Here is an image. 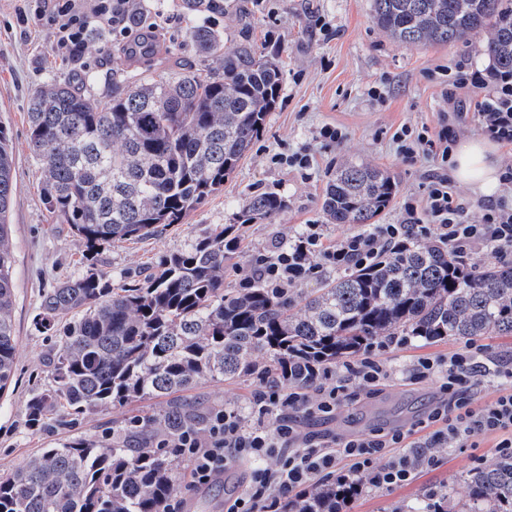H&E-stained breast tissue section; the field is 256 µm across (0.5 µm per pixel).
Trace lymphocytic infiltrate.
Returning a JSON list of instances; mask_svg holds the SVG:
<instances>
[{
  "mask_svg": "<svg viewBox=\"0 0 512 512\" xmlns=\"http://www.w3.org/2000/svg\"><path fill=\"white\" fill-rule=\"evenodd\" d=\"M129 2L24 0L18 12L22 22L50 23L57 52L75 58L84 52L92 30L116 38L134 36ZM441 95L448 108L441 112L437 130L405 124L393 135L404 161L413 163L423 155L435 161L424 196L403 199L400 222L375 224L330 243L321 225H306L291 239L275 240L269 253L254 257L241 272L240 287L260 280L285 295L304 281L369 266L409 239L433 232L458 259L486 249L500 261H511L512 203L504 192L512 189V163L501 174L502 195L483 203L476 223L455 194L451 170L458 129L466 117H473L492 141L512 147V70L483 71L460 59L443 81ZM410 342L407 336L372 342L356 359L314 368L306 387H261L247 407L212 408L203 428L183 430L157 446L187 462L196 488L211 485L230 461L274 457L275 468L253 469L241 495L225 503L224 512H279L291 492L317 479L340 480L347 474L363 476L371 488L396 487L410 481L416 469L433 466L434 449L472 448L486 435H497L499 453L512 454V360H487L484 346L475 344L400 368L382 359V352ZM399 378L436 383L433 407L410 429L346 436L306 430L310 419L332 415L360 395L374 396ZM485 386L495 387L497 396L482 400ZM390 448L397 449V456L387 457Z\"/></svg>",
  "mask_w": 512,
  "mask_h": 512,
  "instance_id": "f902f5d3",
  "label": "lymphocytic infiltrate"
}]
</instances>
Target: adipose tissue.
I'll return each instance as SVG.
<instances>
[{
  "label": "adipose tissue",
  "mask_w": 512,
  "mask_h": 512,
  "mask_svg": "<svg viewBox=\"0 0 512 512\" xmlns=\"http://www.w3.org/2000/svg\"><path fill=\"white\" fill-rule=\"evenodd\" d=\"M453 161L454 177L476 196L487 197L495 192L501 174L496 143L484 137L462 140L454 149Z\"/></svg>",
  "instance_id": "ef3b65f1"
}]
</instances>
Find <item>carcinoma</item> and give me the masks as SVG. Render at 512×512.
<instances>
[{"label":"carcinoma","mask_w":512,"mask_h":512,"mask_svg":"<svg viewBox=\"0 0 512 512\" xmlns=\"http://www.w3.org/2000/svg\"><path fill=\"white\" fill-rule=\"evenodd\" d=\"M190 13L219 14L220 0H182ZM375 25L393 41L454 45L490 32L486 51L512 69V0H372ZM201 60L222 72L186 66L168 78L112 80L106 103L69 82H52L29 100V148L44 200L87 248L84 273L58 281L36 324L55 338L51 388L27 402L37 429L58 412L92 413L151 399L141 447L69 439L0 473V512H163L176 491L172 461L151 447L203 425L181 394L224 381L304 387L308 368L331 366L389 336L426 344L512 336V265L465 267L448 246L413 240L366 268L326 279L310 292L280 296L261 283L224 287L238 253V225L216 227L165 254L139 287H117L95 267L98 251L154 235L224 187L277 104L278 59L249 36L224 44L206 23L190 32ZM14 194L9 137L0 125V392L11 380L17 337L12 321L14 255L7 216ZM396 194L384 170L343 164L328 180L322 211L331 224H372ZM285 208L265 191L246 201L242 222ZM452 495L423 512H512V455H498L463 477ZM360 494L316 482L286 499L282 512H341Z\"/></svg>","instance_id":"cac0c4a2"}]
</instances>
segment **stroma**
I'll return each instance as SVG.
<instances>
[{
	"label": "stroma",
	"instance_id": "1",
	"mask_svg": "<svg viewBox=\"0 0 512 512\" xmlns=\"http://www.w3.org/2000/svg\"><path fill=\"white\" fill-rule=\"evenodd\" d=\"M181 0H143L146 23L154 27L157 47L138 61L123 54L121 40L107 41L93 33L78 60L57 59L47 26L23 24L17 0H0V125L7 128L14 159V186L9 222L14 254L12 277L15 302L12 320L17 336L14 377L0 392V470L17 467L41 449L71 438L111 440L129 419L155 412L144 400L115 406L104 413L64 416L48 431L36 434L28 427L26 401L35 391L49 388L47 354L51 346L34 317L47 289L85 269V243L59 222L45 204L38 167L28 147L27 112L31 94L44 84L67 80L100 101H108L113 72L131 78L162 77L182 66L199 63L188 30L197 20L181 13ZM372 0H226L217 25L226 45L251 36L265 51H277L282 69L279 104L269 113L263 134L225 180L181 223L162 233L117 242L100 251L96 266L114 283L142 282L145 273L167 252L184 247L210 228L233 224L248 197L274 191L287 206L274 218L244 225L241 248L224 272V285L238 287L239 272L274 239L288 238L304 224H323L328 239L354 232L351 224L326 223L321 200L328 179L347 161L385 171L395 179L397 193L378 216L381 224L399 222L405 196L423 194L435 164L431 158L405 163L393 141L398 127H435L445 103L440 81L460 57L486 67L492 58L481 36L453 47L417 48L394 43L372 20ZM380 88L383 98L371 97ZM327 124L346 134L340 146L325 147L318 138ZM308 152L315 166L310 178L282 163V156ZM255 387L224 380L205 382L187 396L202 408L228 403L245 404ZM436 393L433 382H399L382 394L344 407L336 415L316 418L311 427L333 434H366L377 429L409 428L422 419ZM439 462L423 468L406 484L389 489L363 488L344 512H416L432 490H452L465 496L461 480L470 469L495 457V440L479 439L477 447L437 449ZM247 467L233 462L209 487L185 493L188 512H224V501L241 493Z\"/></svg>",
	"mask_w": 512,
	"mask_h": 512
}]
</instances>
